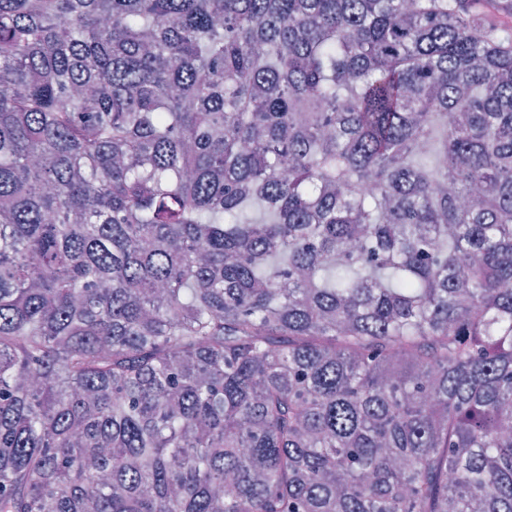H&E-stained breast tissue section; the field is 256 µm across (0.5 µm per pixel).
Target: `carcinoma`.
I'll list each match as a JSON object with an SVG mask.
<instances>
[{"label": "carcinoma", "instance_id": "1", "mask_svg": "<svg viewBox=\"0 0 512 512\" xmlns=\"http://www.w3.org/2000/svg\"><path fill=\"white\" fill-rule=\"evenodd\" d=\"M497 0H0V512H512Z\"/></svg>", "mask_w": 512, "mask_h": 512}]
</instances>
